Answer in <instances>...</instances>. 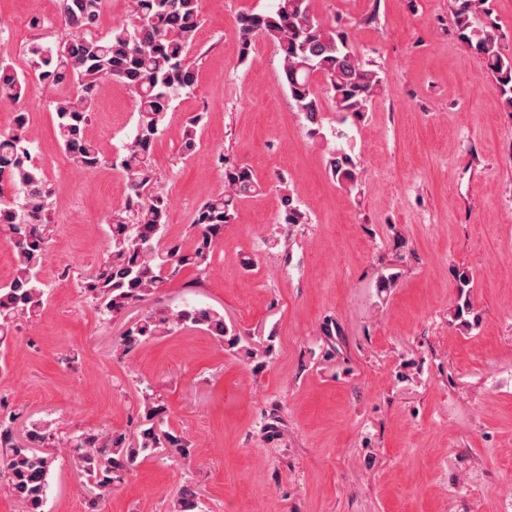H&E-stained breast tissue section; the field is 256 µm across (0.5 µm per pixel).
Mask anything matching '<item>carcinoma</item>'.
<instances>
[{"mask_svg":"<svg viewBox=\"0 0 512 512\" xmlns=\"http://www.w3.org/2000/svg\"><path fill=\"white\" fill-rule=\"evenodd\" d=\"M58 22L68 37L54 43L36 42L28 48L30 71L18 68L0 54V103L18 112L15 126L0 132V241L12 250L14 271L0 284V335L15 321L38 315L44 307L47 285L40 271L50 246V204L53 188L44 170L32 160L34 140L28 117L20 106L27 95L29 73L62 89L51 100L56 127L72 166L93 171L112 162L89 132L91 112L100 88L119 81L130 90L136 120L123 147L119 166L126 176L123 202L112 207L105 223L110 242L106 256L82 277L78 288L111 318L157 294L186 268L206 274L214 248L224 236V225L235 223L240 201L254 196L261 185L251 168L224 163V191L196 209L187 243L164 242L168 204L155 191L152 154L166 130L167 113L183 92L193 90L196 60L190 50L201 25L199 0H132V20L100 36L96 27L103 0H58ZM458 38L481 61L485 73L495 78L503 109L512 112V53L506 52L493 16L492 0H450ZM311 0H278L272 11L238 17L243 54L255 38L271 41L280 56L281 80L312 137L322 132V100L329 98L344 118L361 119L369 111L383 78L353 50L349 34L330 28L311 10ZM204 115L187 119L181 131V152L188 157L198 147V130ZM333 178L345 187L361 180L353 157L338 149L329 159ZM281 196L279 223H309L281 176L275 178ZM198 328L219 344L251 348L228 327L224 314L212 307L186 305L179 310L154 307L132 323L116 344L118 355L128 353L156 336L178 329ZM0 399V490L13 497L21 512H44L50 488L53 457L48 449L65 444L77 459L76 470L86 480L91 509H96L113 486L135 467L139 457L171 453L187 459L191 444L168 423L166 408L142 391L134 431L84 432L66 440L52 424L27 418ZM171 512H204L198 488L183 486Z\"/></svg>","mask_w":512,"mask_h":512,"instance_id":"obj_1","label":"carcinoma"}]
</instances>
